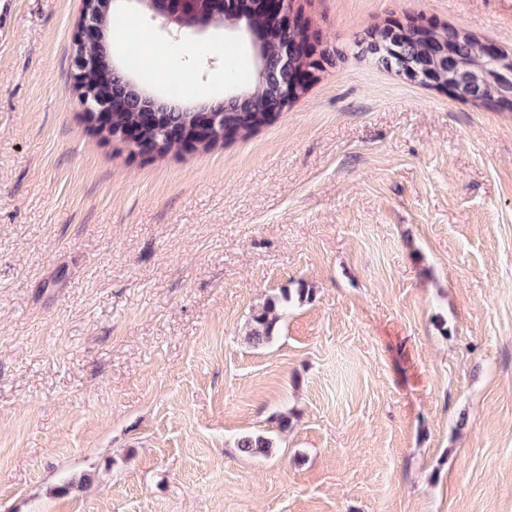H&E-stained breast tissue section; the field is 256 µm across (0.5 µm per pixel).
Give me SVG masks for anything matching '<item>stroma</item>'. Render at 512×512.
Instances as JSON below:
<instances>
[{
    "instance_id": "obj_1",
    "label": "stroma",
    "mask_w": 512,
    "mask_h": 512,
    "mask_svg": "<svg viewBox=\"0 0 512 512\" xmlns=\"http://www.w3.org/2000/svg\"><path fill=\"white\" fill-rule=\"evenodd\" d=\"M79 9L13 0L0 35V512H512V111L361 47L415 20L510 55L512 0H292L308 91L155 161L84 123ZM127 14L114 55L161 92L179 43L194 104L252 54ZM288 301L289 297L287 295H284L281 299L270 300L261 312L253 315L248 339L254 346H261L272 338L276 328L285 316V305ZM273 442L261 435H246L241 437L237 442L240 451L247 455H265L271 452Z\"/></svg>"
}]
</instances>
